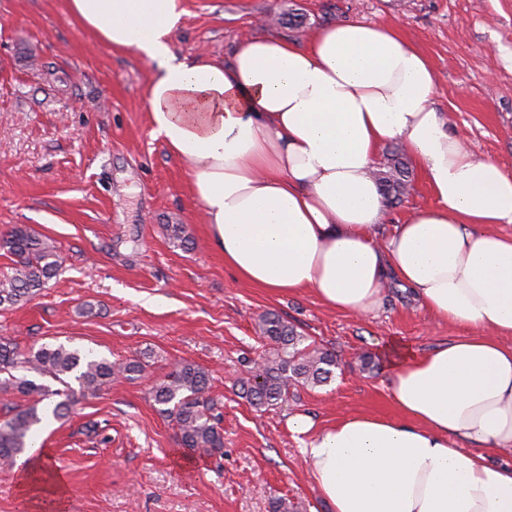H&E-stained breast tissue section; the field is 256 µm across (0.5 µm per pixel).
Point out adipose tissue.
I'll list each match as a JSON object with an SVG mask.
<instances>
[{"instance_id": "adipose-tissue-1", "label": "adipose tissue", "mask_w": 512, "mask_h": 512, "mask_svg": "<svg viewBox=\"0 0 512 512\" xmlns=\"http://www.w3.org/2000/svg\"><path fill=\"white\" fill-rule=\"evenodd\" d=\"M81 30L152 65L153 138L184 164L209 241L236 277L273 296L313 292L355 316L374 312L394 273L459 334L420 352L380 351L399 418L320 426L288 419L332 512H512V173L476 158L433 106L438 75L395 27L358 19L299 47L243 43L231 62L177 59L184 0H65ZM404 143L434 203L379 239V147ZM19 467L31 512H66L67 488Z\"/></svg>"}]
</instances>
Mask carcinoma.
<instances>
[{
  "mask_svg": "<svg viewBox=\"0 0 512 512\" xmlns=\"http://www.w3.org/2000/svg\"><path fill=\"white\" fill-rule=\"evenodd\" d=\"M377 181L387 202H398L408 193L410 171L401 147L392 148ZM0 245L15 257L14 275L0 282V308L28 300L56 277L60 267L56 247L27 226L12 227L0 239ZM260 331L271 345L270 351L253 360L247 376L239 379L242 395L253 406L277 405L300 386L313 388L333 379L340 366L336 353L307 342L291 323L265 313L260 316ZM145 368L146 362L140 357L116 363L62 343L21 352L11 340L1 337L0 391L32 396L34 401L11 410L0 420V465H15L32 448L46 412L56 420L65 419L81 400L96 395L112 378L122 375L130 379ZM18 371L24 375H16ZM44 378L52 379L59 387L51 388L42 382ZM209 389L208 371L182 360L153 383L150 398L162 415L175 422L182 448L222 455V417Z\"/></svg>",
  "mask_w": 512,
  "mask_h": 512,
  "instance_id": "1",
  "label": "carcinoma"
}]
</instances>
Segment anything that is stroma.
Segmentation results:
<instances>
[{
	"instance_id": "obj_1",
	"label": "stroma",
	"mask_w": 512,
	"mask_h": 512,
	"mask_svg": "<svg viewBox=\"0 0 512 512\" xmlns=\"http://www.w3.org/2000/svg\"><path fill=\"white\" fill-rule=\"evenodd\" d=\"M177 58L230 60L259 36L307 46L350 19L398 25L438 74L434 108L478 158L512 173V0H185ZM150 66L82 33L63 0H0V237L25 224L56 247L62 267L29 301L0 309V337L21 350L63 343L122 362L150 355L143 376L118 378L46 431L68 512H329L289 416L320 424L348 414L395 416L377 354L391 338L425 351L455 336L398 280L381 306L356 317L310 292L275 298L236 279L212 248L183 164L150 132ZM381 236L433 196L419 170ZM183 224L190 249L167 225ZM92 313H83L84 305ZM272 312L343 366L324 386L255 408L237 380L263 352L258 320ZM373 362L362 368L360 358ZM210 374L223 413L224 454H185L148 395L170 363ZM106 425L109 444L86 426Z\"/></svg>"
}]
</instances>
